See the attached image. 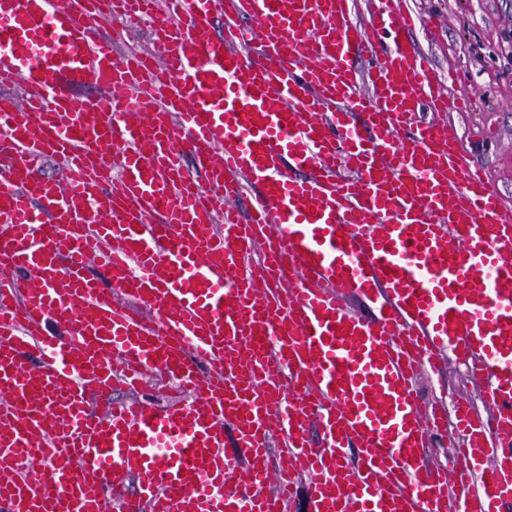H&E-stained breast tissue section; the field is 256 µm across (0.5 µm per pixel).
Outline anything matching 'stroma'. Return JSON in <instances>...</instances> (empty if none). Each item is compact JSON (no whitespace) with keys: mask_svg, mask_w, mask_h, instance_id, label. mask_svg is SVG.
I'll return each mask as SVG.
<instances>
[{"mask_svg":"<svg viewBox=\"0 0 512 512\" xmlns=\"http://www.w3.org/2000/svg\"><path fill=\"white\" fill-rule=\"evenodd\" d=\"M417 12L440 24L437 41L421 30L411 37L438 72L457 70L459 84L474 100L469 112L454 113L462 146L473 166L484 169L512 216V0H408ZM428 398L453 402L475 394L460 368L424 377Z\"/></svg>","mask_w":512,"mask_h":512,"instance_id":"stroma-1","label":"stroma"}]
</instances>
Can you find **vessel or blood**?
I'll return each mask as SVG.
<instances>
[{
    "mask_svg": "<svg viewBox=\"0 0 512 512\" xmlns=\"http://www.w3.org/2000/svg\"><path fill=\"white\" fill-rule=\"evenodd\" d=\"M372 3L0 0V512H512V218ZM98 30L106 37L112 38L117 35L118 48L121 50L127 47H146L148 45V35L144 25L128 27L125 24L117 25L108 20H101ZM442 375L437 377H422L420 387L425 396L429 399L443 398L447 403H452L454 398L461 394H470L471 398H476L475 387L470 383L467 374L458 367H451L448 370V362L442 365Z\"/></svg>",
    "mask_w": 512,
    "mask_h": 512,
    "instance_id": "vessel-or-blood-1",
    "label": "vessel or blood"
}]
</instances>
